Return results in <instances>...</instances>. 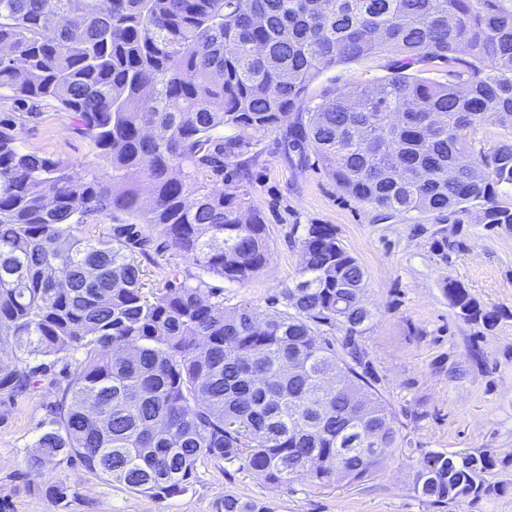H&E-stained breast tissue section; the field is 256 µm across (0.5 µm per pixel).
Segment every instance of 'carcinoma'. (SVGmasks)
<instances>
[{
	"mask_svg": "<svg viewBox=\"0 0 512 512\" xmlns=\"http://www.w3.org/2000/svg\"><path fill=\"white\" fill-rule=\"evenodd\" d=\"M387 60L375 86L309 87L338 64ZM448 68V81L426 74ZM73 114L97 149L73 172L25 151L0 119V390L59 362L79 369L28 456L77 460L152 499L198 464H239L271 488L369 478L415 452L368 376L366 272L330 224L294 227L299 278L270 308L224 306L204 274L252 279L268 227L240 182L261 138L293 115L340 189L402 215L512 227V10L501 0H0V91ZM503 131L477 149L483 126ZM231 134L226 135L224 131ZM116 220L91 237L81 227ZM200 271L147 290L155 236ZM464 321L497 315L455 281ZM40 360L32 366L31 360ZM488 450L431 451L410 475L428 504L505 490ZM218 512H270L224 495Z\"/></svg>",
	"mask_w": 512,
	"mask_h": 512,
	"instance_id": "cac0c4a2",
	"label": "carcinoma"
}]
</instances>
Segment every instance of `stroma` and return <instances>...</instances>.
Here are the masks:
<instances>
[{
	"instance_id": "35a3bbf8",
	"label": "stroma",
	"mask_w": 512,
	"mask_h": 512,
	"mask_svg": "<svg viewBox=\"0 0 512 512\" xmlns=\"http://www.w3.org/2000/svg\"><path fill=\"white\" fill-rule=\"evenodd\" d=\"M384 64L380 58L337 66L310 92L377 84L386 73ZM0 118L14 120L25 150L77 170L95 157L89 139L59 107L44 105L30 115L5 96ZM246 184L252 206L269 228L271 258L247 283L209 275L207 287L223 293L226 306L266 308L298 276L300 251L289 239L293 225H333L338 241L367 274L376 316L362 344L379 388L398 414H423L413 435L418 447L512 457V228L478 223L472 214L454 224L431 216L412 219L357 202L317 161L292 166L277 131L260 141ZM451 279L498 312L494 328L457 315L444 293ZM73 375L69 369L37 377L14 397L0 391V512H216L228 493L263 500L271 512H512V466L497 474L507 485L505 493L440 511L408 486L409 472L419 465L415 458L390 463L368 480L323 489L306 482L272 489L237 465L205 463L183 494L161 500L133 494L75 461L56 458L40 474L30 473L26 459ZM58 483L67 488L61 503L46 492Z\"/></svg>"
}]
</instances>
